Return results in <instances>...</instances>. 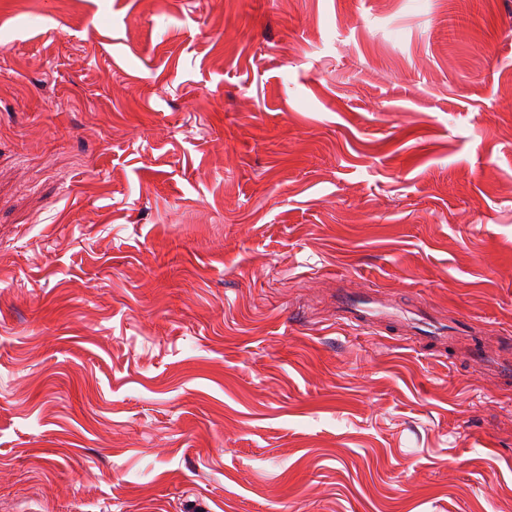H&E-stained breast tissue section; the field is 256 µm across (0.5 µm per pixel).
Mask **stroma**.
Listing matches in <instances>:
<instances>
[{
  "label": "stroma",
  "mask_w": 512,
  "mask_h": 512,
  "mask_svg": "<svg viewBox=\"0 0 512 512\" xmlns=\"http://www.w3.org/2000/svg\"><path fill=\"white\" fill-rule=\"evenodd\" d=\"M512 0H0V512H512ZM367 293H351L346 289L338 290L336 294V319L357 328H373L372 307L374 298ZM381 329L378 325H376ZM401 326L408 330L410 334L422 336L427 342L431 340L441 341L446 337L444 336L445 325L431 320L425 312H423V315H420L418 322L407 323ZM469 356L476 365H481L484 370L494 371L508 377L512 374L511 361H501L499 357H495L494 355L480 349H471L469 351Z\"/></svg>",
  "instance_id": "stroma-1"
}]
</instances>
